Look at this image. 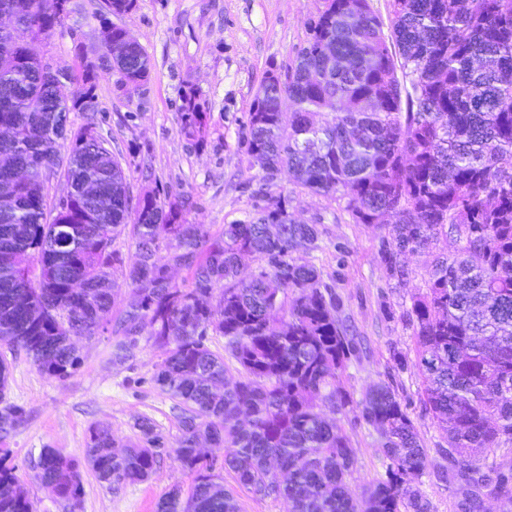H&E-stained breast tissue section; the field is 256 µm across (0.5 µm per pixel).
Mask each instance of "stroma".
Here are the masks:
<instances>
[{
  "mask_svg": "<svg viewBox=\"0 0 512 512\" xmlns=\"http://www.w3.org/2000/svg\"><path fill=\"white\" fill-rule=\"evenodd\" d=\"M74 9L37 44L51 66L73 69L80 56L96 58L102 48L97 31L106 17L105 0H73ZM323 0H135L116 24L126 27L146 51L150 76L135 90L123 89L117 71L99 73L94 110L69 114L73 128L93 124L96 133L124 167L129 191L139 196L159 192L162 200L190 198L186 217L210 235L245 219L252 211L253 190L262 174L242 145L243 125L256 90L268 72L286 73L306 38V23ZM205 103L204 139L181 128L179 108L188 89ZM275 190L288 199L298 221L316 225L319 248L310 260L343 301L340 317L354 325L367 351L349 363L343 383L362 397L375 383H392L409 404L410 415L426 448L429 475L420 489L432 512H456L460 486L443 484L434 474L446 459L444 432L420 402L422 380L415 369L398 370L392 352L415 357V338L404 312L413 296L426 289L427 258L408 257L409 278L387 280L380 262L382 231L354 223L343 201L307 192L279 176ZM80 369L60 381L41 373L23 351L0 342V356L11 365L8 402L23 407L24 424L6 442L21 483L37 512H67L65 503L35 478L32 462L50 446L82 458L90 426L108 427L115 440L133 438L135 418H152L168 445L151 478L112 491L90 470H83L85 494L80 512H155L159 498L173 487L188 488L190 476L172 449L180 436L175 402L151 376L161 353L140 343L133 360L113 363L112 335L81 337ZM340 426L356 450L352 489L362 493L383 473L377 436L365 425L341 418Z\"/></svg>",
  "mask_w": 512,
  "mask_h": 512,
  "instance_id": "stroma-1",
  "label": "stroma"
}]
</instances>
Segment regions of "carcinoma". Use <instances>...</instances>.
<instances>
[{"label": "carcinoma", "instance_id": "carcinoma-1", "mask_svg": "<svg viewBox=\"0 0 512 512\" xmlns=\"http://www.w3.org/2000/svg\"><path fill=\"white\" fill-rule=\"evenodd\" d=\"M16 24L31 8L66 0H12ZM391 29L369 0H324L285 76L270 72L247 118L246 154L260 161L265 204L210 236L186 218V201L164 205L129 192L121 163L90 127L68 114L95 107L98 70L136 86L150 76L142 46L103 54L68 73L71 100L17 42L0 55V182L9 163L28 167L0 206V341L36 368L65 379L82 364L75 336L112 330V361L132 359L140 338L162 353L152 381L176 400L175 458L191 478L156 512H239L200 443L223 448L222 468L285 512H431L415 481L427 453L408 406L381 381L356 400L342 384L361 343L338 316L342 301L311 261L318 229L297 221L271 195L284 175L313 194L339 196L357 224L387 231V278L410 274L407 257L428 256L426 292L406 309L425 413L445 432L442 449L469 486L459 512H483L479 487L512 500V469L485 455L512 446V0H390ZM335 44L342 67L318 53ZM293 111L282 112L283 99ZM183 129L202 137L205 111L191 88ZM66 154H61L64 141ZM93 191L66 192L49 207L47 169ZM130 230L136 258L124 263L116 238ZM259 274L241 276L247 261ZM191 272L188 288L168 269ZM134 298L114 310L120 285ZM224 337V354L208 336ZM238 377H228L227 361ZM353 415L379 436L384 478L357 497L356 452L327 414ZM0 407V443L24 423ZM136 440L115 450L112 432L90 428L83 462L43 448L36 478L68 504L84 494L79 467L112 490L147 481L165 448L149 417ZM0 512H36L0 448Z\"/></svg>", "mask_w": 512, "mask_h": 512}]
</instances>
